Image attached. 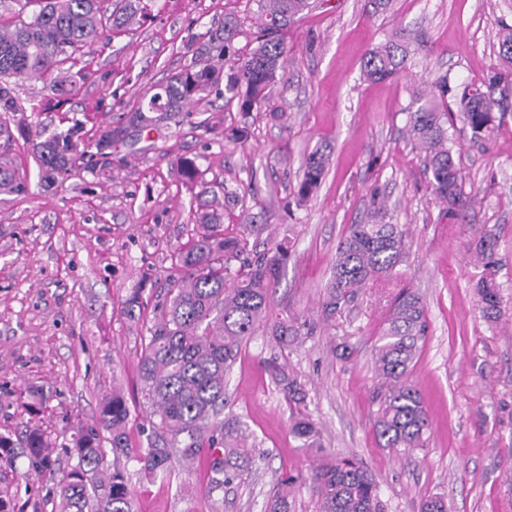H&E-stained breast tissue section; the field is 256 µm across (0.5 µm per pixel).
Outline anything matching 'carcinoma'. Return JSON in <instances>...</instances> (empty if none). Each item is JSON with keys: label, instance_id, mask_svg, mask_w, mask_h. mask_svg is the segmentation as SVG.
<instances>
[{"label": "carcinoma", "instance_id": "cac0c4a2", "mask_svg": "<svg viewBox=\"0 0 512 512\" xmlns=\"http://www.w3.org/2000/svg\"><path fill=\"white\" fill-rule=\"evenodd\" d=\"M151 0H15L18 9L0 12V112H23L12 96V81L40 80L46 84L47 109L76 94L86 75L73 71L75 55L114 31H127L142 23ZM260 16L251 33L254 47L238 54L237 38L244 34L240 18L224 15V25L191 38L192 62L172 74L159 87L145 88L139 107L128 119L99 128L94 142L96 155L112 156V149L126 143L128 129L147 127L171 112H185L194 102L224 84V96L238 100L248 115L267 100V90L284 71L290 48L288 28L310 8V0H252ZM409 41L402 32L374 47L363 61V75L380 82L397 75L408 53ZM499 57L512 64V26H504L498 38ZM512 95V71L494 72L481 86L457 95L448 78L438 79L433 90L415 99L408 112L407 133L424 152L431 186L448 211L464 217L470 199L465 194L451 146L450 129L461 121L480 139L493 129L494 112L503 111ZM82 122L74 120L67 130L32 144L41 181L52 183L69 173L86 151ZM328 146L320 145L305 158L298 202L307 200L321 182L329 164ZM177 171L187 183L199 177L191 158L177 161ZM239 201L236 192L204 199L195 213L194 235L188 245L175 251V264L183 276L171 285L139 359L140 393L155 437L143 452L129 451L127 425L130 407L119 389L102 398L96 425L79 427L69 455L76 460L54 482L57 512H134L125 470L102 468L105 449L100 431L109 434L114 458L124 457L139 465L151 478L164 473L172 460L193 464L207 457V492L224 487L248 470L254 446L249 444L243 423L224 418V379L237 362L243 343L262 330L281 349L303 335H311L307 321L273 313L269 292L288 261L291 240L276 241L262 253L255 251L251 236L259 231L243 216L242 232L226 236L224 204ZM383 203L374 201L372 220L349 226L336 247V259L326 283L321 311L331 316L361 288L398 275L405 258L406 233L400 224L384 222ZM496 233L489 231L476 246L488 274L477 295L483 317L494 320L500 313L494 255ZM428 332L425 304L411 288L394 297L386 327L374 346V369L382 381L379 408L373 429L385 448H422L431 428L425 399L410 379ZM272 379L288 398L301 402L304 395L288 377L284 365L269 363ZM291 433L311 448L319 431L307 417H297ZM23 445L37 475L54 476L50 444L41 426L27 424ZM319 512H385L379 486L372 473L353 458L328 461L312 476Z\"/></svg>", "mask_w": 512, "mask_h": 512}]
</instances>
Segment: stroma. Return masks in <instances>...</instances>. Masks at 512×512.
Segmentation results:
<instances>
[{
	"label": "stroma",
	"mask_w": 512,
	"mask_h": 512,
	"mask_svg": "<svg viewBox=\"0 0 512 512\" xmlns=\"http://www.w3.org/2000/svg\"><path fill=\"white\" fill-rule=\"evenodd\" d=\"M255 11L251 0H155L150 21L76 57L89 78L56 110L37 111L41 83L14 89L26 107L19 116L25 131L0 135V164L24 179L23 190L0 192V435L17 443L0 454L5 512L55 509L51 482L32 473L18 446L28 420L47 432L53 459L67 470L75 427L92 425L101 397L119 386L131 408V448L148 443L138 358L198 205L197 187L176 171L182 157L195 159L216 193L252 185L245 207L225 206V233L238 231L246 208L262 239L290 236L294 247L270 304L306 318L313 333L283 352L255 334L227 379L224 411L255 438L251 470L211 496L205 465H177L148 479L129 462L136 512H265L280 490L291 512H317L313 467L351 456L374 475L386 512H417L431 496L444 497L448 512H512V111L497 115L485 138L462 125L455 132L454 157L471 198L462 221L433 195L423 157L405 134L407 107L437 77L460 89L500 68L497 34L501 23L512 25L503 0H391L384 12L371 0H316L288 33L284 76L249 119L213 92L176 118L130 129L127 146L109 162L80 165L60 184L41 181L29 135L60 131L77 118L92 144L100 126L139 105L142 88L163 85L190 64L191 36L229 12L247 33ZM397 29L423 48L398 75L365 81L367 51ZM243 122L245 144L224 138L223 129ZM322 144L332 163L307 202L297 203L304 159ZM376 194L387 202V222L408 229L400 277L362 289L323 317L336 246L350 225L370 218ZM490 230L502 285L493 321L478 310L486 271L474 253ZM405 286L427 309L428 336L412 379L432 423L425 447L410 452L381 447L373 431L379 380L372 349ZM136 291L144 301L137 324L124 314ZM273 356L303 389L301 403L289 402L271 379L266 361ZM300 415L319 428L318 447L292 435Z\"/></svg>",
	"instance_id": "35a3bbf8"
}]
</instances>
